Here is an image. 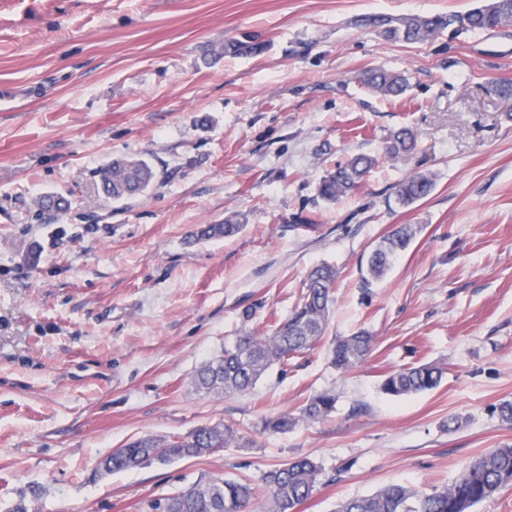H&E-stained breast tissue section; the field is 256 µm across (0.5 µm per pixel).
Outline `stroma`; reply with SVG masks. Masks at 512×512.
Instances as JSON below:
<instances>
[{"mask_svg":"<svg viewBox=\"0 0 512 512\" xmlns=\"http://www.w3.org/2000/svg\"><path fill=\"white\" fill-rule=\"evenodd\" d=\"M480 0H0V512L39 491L38 512H148L202 478L260 482L298 456L323 468L297 512L389 484L449 485L475 456L512 444V26L425 43L384 39L361 17L465 12ZM246 35L256 56L221 54ZM404 73L383 99L360 74ZM407 127L414 151L387 155ZM356 153L378 166L351 196H317ZM148 161L142 198H99L96 169ZM435 186L404 207L396 184ZM58 195L67 215H38ZM235 217L241 231L199 239ZM417 233L364 288L395 225ZM336 267L328 336L360 329L368 359L341 373L320 343L246 394L213 396L196 368L297 304L309 271ZM253 307L243 324L241 312ZM422 363L440 385L380 390ZM336 394L324 420L262 433L264 417ZM459 425H452V418ZM221 423L252 442L101 475L134 438Z\"/></svg>","mask_w":512,"mask_h":512,"instance_id":"stroma-1","label":"stroma"}]
</instances>
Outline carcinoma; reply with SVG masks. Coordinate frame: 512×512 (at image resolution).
Returning a JSON list of instances; mask_svg holds the SVG:
<instances>
[{"instance_id": "obj_1", "label": "carcinoma", "mask_w": 512, "mask_h": 512, "mask_svg": "<svg viewBox=\"0 0 512 512\" xmlns=\"http://www.w3.org/2000/svg\"><path fill=\"white\" fill-rule=\"evenodd\" d=\"M512 23V0H490L465 13L407 15L400 21L382 15L362 19L365 27L379 28L393 41L427 42L444 31L455 34H481ZM257 42H230L224 52L255 55L262 52ZM360 83L371 93L383 97H400L409 88L408 78L381 67L365 70ZM416 137L409 128H400L387 138L385 151L394 155L409 152ZM377 162L370 154H354L327 171L318 183V197L333 202L356 191ZM98 195L112 200L139 197L152 185L156 173L142 159H114L95 172ZM434 180L426 174L411 176L397 187L398 200L411 204L427 197ZM242 225L227 219L222 224H208L199 231L204 239L238 233ZM415 235L407 224L384 235L367 259L363 287L383 277L396 258L410 245ZM337 277L335 267L321 264L307 275L299 303L273 331L262 336L247 333L224 346V352L196 368L192 384L205 394L231 395L252 390L258 381L276 365L310 350L326 335L331 312V290ZM374 337L365 330L348 336L334 337L328 348L331 365L341 372L360 367L368 358ZM444 371L434 364H422L389 373L381 384L382 391L393 397L420 394L436 388ZM336 395L324 391L310 397L299 415L281 413L262 420V430L270 434L286 433L298 422H317L335 408ZM234 445L247 448L250 441L222 424L201 425L186 436L168 441L155 436L136 438L123 448L100 460L106 473L139 468L160 460L198 458L215 449ZM323 475L314 459L295 457L267 471L262 484L234 479L200 480L185 491L159 498L149 505L151 512H248L260 501V512H297L309 499ZM512 485V445L484 452L458 473L453 482L431 493L413 490L401 484L387 485L375 493L342 501L336 512H472L477 504Z\"/></svg>"}]
</instances>
